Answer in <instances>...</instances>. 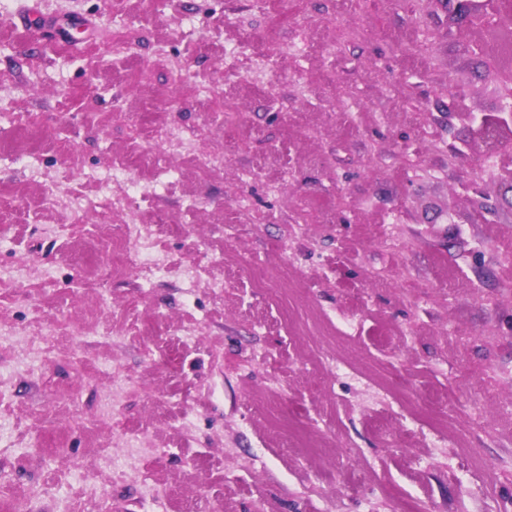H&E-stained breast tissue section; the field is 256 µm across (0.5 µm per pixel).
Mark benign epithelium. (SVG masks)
Masks as SVG:
<instances>
[{"label":"benign epithelium","mask_w":512,"mask_h":512,"mask_svg":"<svg viewBox=\"0 0 512 512\" xmlns=\"http://www.w3.org/2000/svg\"><path fill=\"white\" fill-rule=\"evenodd\" d=\"M448 6V22L466 21L484 31L482 41L464 45L465 50L474 53L485 52L487 45L512 23L503 19L498 12V0H434ZM489 65L482 77V90L488 97L498 101V106L488 112H477L467 105V91L462 84L452 105L448 107V120L469 127L472 138L469 141L448 143V166L459 167L464 162L487 156L490 153L512 156V71L501 67L489 56ZM494 205L488 195L475 192L467 198V205L448 211L450 224H475L492 213Z\"/></svg>","instance_id":"obj_1"}]
</instances>
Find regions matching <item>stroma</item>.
Wrapping results in <instances>:
<instances>
[{
  "mask_svg": "<svg viewBox=\"0 0 512 512\" xmlns=\"http://www.w3.org/2000/svg\"><path fill=\"white\" fill-rule=\"evenodd\" d=\"M0 0V512H512V189L448 167V79L484 57L434 0ZM244 45L224 63L225 42ZM361 103L358 123L343 112ZM178 129L219 166L162 146ZM176 261L227 292L104 277L121 239L112 166ZM497 202L453 226L460 179ZM287 224L307 233L290 243ZM405 242L385 251L380 229ZM201 322L198 345L175 337ZM37 322L61 353L38 362ZM81 336H58L61 323ZM387 392L370 406L337 363ZM122 428L161 453L107 467ZM195 424L181 431L183 412ZM448 439L434 456L421 436ZM168 489L146 503L144 478ZM45 485L29 500L30 488Z\"/></svg>",
  "mask_w": 512,
  "mask_h": 512,
  "instance_id": "1",
  "label": "stroma"
}]
</instances>
